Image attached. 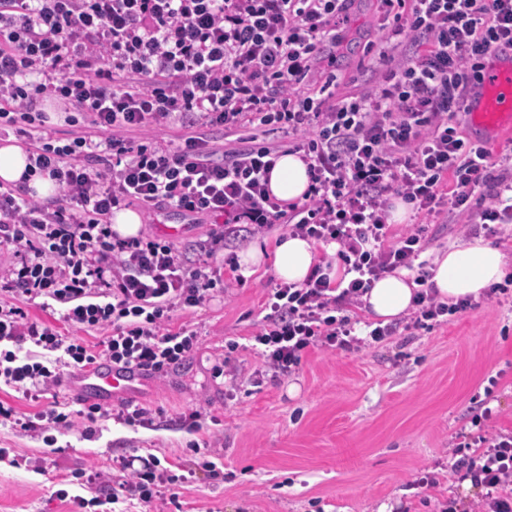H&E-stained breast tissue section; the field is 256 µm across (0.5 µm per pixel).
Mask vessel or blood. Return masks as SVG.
<instances>
[{
	"mask_svg": "<svg viewBox=\"0 0 512 512\" xmlns=\"http://www.w3.org/2000/svg\"><path fill=\"white\" fill-rule=\"evenodd\" d=\"M468 118L488 142H495L498 134H512V56L495 59L485 67L482 89L469 103ZM145 382L138 368L119 370L103 360L86 369L76 387L86 397L108 403L118 396L137 394Z\"/></svg>",
	"mask_w": 512,
	"mask_h": 512,
	"instance_id": "vessel-or-blood-1",
	"label": "vessel or blood"
}]
</instances>
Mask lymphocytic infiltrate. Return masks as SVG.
Returning a JSON list of instances; mask_svg holds the SVG:
<instances>
[{
    "instance_id": "1",
    "label": "lymphocytic infiltrate",
    "mask_w": 512,
    "mask_h": 512,
    "mask_svg": "<svg viewBox=\"0 0 512 512\" xmlns=\"http://www.w3.org/2000/svg\"><path fill=\"white\" fill-rule=\"evenodd\" d=\"M393 47L413 43L414 57L391 63L381 53L374 89L336 99L335 74H323L326 46L351 0H0V125L28 141L26 176L59 187L41 202L25 186L0 184V384L40 400L61 383L41 353L63 351L84 370L101 359L148 374L182 363L198 345L196 330L171 331L173 311L209 301L224 283L216 259L224 241L288 220L292 235L336 244L348 283L315 266L301 286L273 288L252 348L273 377L292 374L314 349L365 347L391 335L373 328L355 337L350 309L382 275L417 271L410 326L470 308L441 301L431 274L415 268L424 221L441 211L478 224L488 235L512 223V147L493 165L484 144L467 138L458 119L482 87L496 52L512 49V0H378ZM325 75L328 92L304 86ZM64 100L81 120L60 143L38 103ZM179 123L178 143L141 139L150 126ZM237 134L216 153L203 134ZM292 134L289 147L263 142L266 129ZM299 155L309 186L282 204L269 177L283 153ZM411 204L422 222L390 231L392 199ZM138 204L218 223L183 252L169 239L119 237L113 210ZM59 305L64 322L106 330L99 347L63 341L27 307ZM108 417L152 425L130 403L91 404L77 414L50 402L26 415L0 403V424L25 431L80 427L82 436ZM475 452L453 449L450 470L478 489L477 502L449 499L447 512H512V431H479ZM108 472L63 477L59 500L75 507L70 482L108 487L106 503L150 504L173 477L156 457L114 461Z\"/></svg>"
}]
</instances>
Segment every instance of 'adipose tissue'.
Masks as SVG:
<instances>
[{
    "label": "adipose tissue",
    "instance_id": "adipose-tissue-1",
    "mask_svg": "<svg viewBox=\"0 0 512 512\" xmlns=\"http://www.w3.org/2000/svg\"><path fill=\"white\" fill-rule=\"evenodd\" d=\"M27 165L25 149L12 141L0 145V182L26 184L30 196L48 199L56 195L57 186L47 177L24 179ZM309 185L305 163L295 154L281 156L270 174L269 188L279 200L290 203L301 199ZM273 257L278 279L288 284H302L316 264L318 254L313 243L299 236L287 235L273 250L257 244L240 253L238 264L249 269ZM507 274L503 253L483 240L476 239L437 254L431 281L442 301L454 304L464 298H479L491 285ZM416 285L408 271L399 270L375 281L363 301L368 311L383 321H391L412 306Z\"/></svg>",
    "mask_w": 512,
    "mask_h": 512
}]
</instances>
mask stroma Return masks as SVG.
<instances>
[{"instance_id": "obj_1", "label": "stroma", "mask_w": 512, "mask_h": 512, "mask_svg": "<svg viewBox=\"0 0 512 512\" xmlns=\"http://www.w3.org/2000/svg\"><path fill=\"white\" fill-rule=\"evenodd\" d=\"M336 50L337 97L373 85L369 66L384 50L377 0H353ZM142 234L164 235L189 249L211 227L209 219L176 212H143ZM434 219L425 232L422 262L438 251L483 236ZM278 279L272 264L236 281L193 310L174 312L170 330L187 325L201 333L180 366L152 374L139 403L156 411L148 428L97 422L94 438L78 429L25 433L0 425V448L29 457L15 468L0 463V512H71L55 493L62 474L109 466L121 456H155L176 480V501L144 507L119 501L115 512H439L448 495L470 503L478 492L455 482L452 446L469 442L473 416L491 408L494 429L512 430V287L482 296L478 306L411 328L393 320L384 341L356 350L318 349L295 372L274 378L260 357L245 350L265 315ZM226 358L242 381L214 376ZM201 413L199 429L181 421ZM222 463L219 475L203 461ZM50 467L37 473L39 464ZM435 484L416 488L417 477Z\"/></svg>"}]
</instances>
